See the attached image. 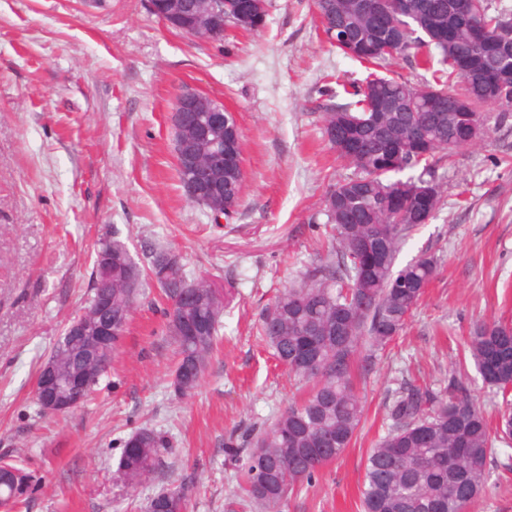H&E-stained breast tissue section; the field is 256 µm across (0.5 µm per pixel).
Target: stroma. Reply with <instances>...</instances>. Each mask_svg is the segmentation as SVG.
Returning <instances> with one entry per match:
<instances>
[{"mask_svg": "<svg viewBox=\"0 0 512 512\" xmlns=\"http://www.w3.org/2000/svg\"><path fill=\"white\" fill-rule=\"evenodd\" d=\"M364 64L324 42L313 0H269L264 27L220 41L187 38L144 0H0V455L37 479L15 512H147L159 491L193 483L191 512H260L236 503L250 436L300 390L256 331L281 290L326 257V191L352 176L324 133L326 95L348 100ZM190 85L224 103L242 131L245 182L213 223L183 195L171 113ZM434 169L444 204L402 244L439 274L399 336L357 374L364 413L351 445L283 512H363L367 456L409 383L443 391L462 368L487 413L501 401L464 363L478 320L512 321V112ZM117 234L138 263L156 246L219 291L221 344L194 393L170 387L178 347L146 288L108 378L64 418L40 412L39 365L82 311L99 238ZM141 428L173 446L143 484L117 486L124 439ZM473 512H512V447L498 445Z\"/></svg>", "mask_w": 512, "mask_h": 512, "instance_id": "1", "label": "stroma"}]
</instances>
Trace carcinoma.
Instances as JSON below:
<instances>
[{"label":"carcinoma","instance_id":"obj_1","mask_svg":"<svg viewBox=\"0 0 512 512\" xmlns=\"http://www.w3.org/2000/svg\"><path fill=\"white\" fill-rule=\"evenodd\" d=\"M410 9L394 14L384 27L362 16L357 0H317L323 32L331 46L347 57L383 67L399 55L421 46H432L442 68L435 71L432 88L442 93L437 106H401L395 112L377 111L381 99L412 94L414 84L370 73L354 86L353 100L337 104L328 98L319 103L331 147L344 157L337 133L352 130L365 141L364 154L354 163L357 173L333 185L323 206L334 225L336 250L276 298L259 319L258 335L269 344L288 372L313 382L308 396L290 405L272 427L252 441L241 463L242 491L265 512H281L288 494L311 484L318 472L344 452L360 424L363 405L352 381L355 355L361 343L379 350L403 330L425 288L437 274V262L421 255L394 269L396 254L408 233L422 223L414 208L396 218L389 215L390 193L410 191L416 182L434 186L436 206L443 194L433 166L457 148L471 144L466 127L452 112L458 98L470 101L472 111L486 119L483 109L496 104L512 110V53L491 62L500 77L499 98L491 102L473 83L456 71L457 56L469 51L464 29L479 22L502 38H512V23L491 11L488 0H406ZM423 33L424 37L417 36ZM224 136L232 139L236 163L224 166V205L235 208L244 175L240 164L239 130L228 117ZM402 149L399 162L387 154L388 146ZM422 167L419 176L397 174ZM354 239H368L380 258L371 274L356 280ZM155 283L171 304L169 332L179 346L173 373L174 395L187 397L197 389L210 354L218 341L223 303L216 290L203 288L194 298L184 265L170 249L158 246L147 266L134 261L117 237L99 243L92 273L91 294L85 310L108 300L112 318L120 322L112 351L91 363L96 369L86 388L94 390L112 369V358L121 346L138 296L148 282ZM50 356L57 358L63 374L85 369L79 354L56 344ZM469 356L485 384L502 396V408L490 431L485 414L462 379L452 373L443 394L407 386L389 406L391 427L371 449L362 489L364 512H469L482 493L493 437L506 444L512 425V325L479 321L470 332ZM172 440L164 432L140 429L123 442L116 475L121 481L140 482L161 463ZM0 471L13 482L0 486V494L12 505L24 500L35 478L23 461L12 455L0 458ZM190 497L185 486L167 489L149 502V512H188Z\"/></svg>","mask_w":512,"mask_h":512}]
</instances>
